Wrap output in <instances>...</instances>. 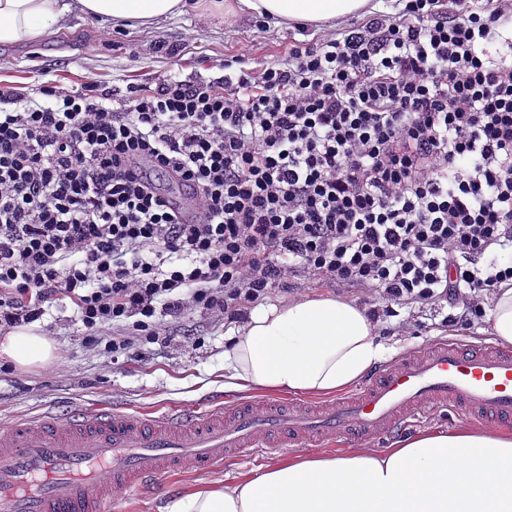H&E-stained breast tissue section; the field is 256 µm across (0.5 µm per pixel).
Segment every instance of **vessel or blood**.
<instances>
[{
  "label": "vessel or blood",
  "mask_w": 512,
  "mask_h": 512,
  "mask_svg": "<svg viewBox=\"0 0 512 512\" xmlns=\"http://www.w3.org/2000/svg\"><path fill=\"white\" fill-rule=\"evenodd\" d=\"M445 409L511 425L512 349L434 342L318 403L220 398L161 412L106 403L21 416L0 426V512H111L165 477L206 475L249 452L355 446Z\"/></svg>",
  "instance_id": "b4317fda"
}]
</instances>
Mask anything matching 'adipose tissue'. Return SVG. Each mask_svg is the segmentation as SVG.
<instances>
[{"label": "adipose tissue", "instance_id": "obj_1", "mask_svg": "<svg viewBox=\"0 0 512 512\" xmlns=\"http://www.w3.org/2000/svg\"><path fill=\"white\" fill-rule=\"evenodd\" d=\"M240 3L260 17L321 23L355 14L367 0ZM193 7L192 0H0V45L50 38L75 10L148 24ZM486 320L494 341L512 345V288L492 295ZM226 336L224 385L235 391L329 396L396 350L364 307L330 295L258 305ZM0 354L31 368L51 361L54 345L17 332L0 340ZM168 512H512V436L459 427L385 450L290 456L235 484L187 493Z\"/></svg>", "mask_w": 512, "mask_h": 512}]
</instances>
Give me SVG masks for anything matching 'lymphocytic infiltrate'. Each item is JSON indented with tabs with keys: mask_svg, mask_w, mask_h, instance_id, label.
Returning a JSON list of instances; mask_svg holds the SVG:
<instances>
[{
	"mask_svg": "<svg viewBox=\"0 0 512 512\" xmlns=\"http://www.w3.org/2000/svg\"><path fill=\"white\" fill-rule=\"evenodd\" d=\"M395 3L218 80L0 88V334L67 299L123 355L294 272L478 315L512 285V0Z\"/></svg>",
	"mask_w": 512,
	"mask_h": 512,
	"instance_id": "1",
	"label": "lymphocytic infiltrate"
}]
</instances>
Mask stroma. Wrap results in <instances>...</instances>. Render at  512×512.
I'll use <instances>...</instances> for the list:
<instances>
[{"label": "stroma", "instance_id": "1", "mask_svg": "<svg viewBox=\"0 0 512 512\" xmlns=\"http://www.w3.org/2000/svg\"><path fill=\"white\" fill-rule=\"evenodd\" d=\"M202 10L175 15L150 25L115 24L72 13L49 40L24 46L0 45V88H34L49 80L79 86L126 89L175 74L183 79L224 76V61L248 52L252 67L287 55L295 40L315 42L321 26L299 34L291 24L261 21L234 10L235 0H201ZM449 304L425 309L417 326L403 331L408 309L380 321L383 338H396L408 350L433 341L463 338L490 342L483 319L444 325ZM227 321L188 314L172 323L182 345L150 344L144 355L112 358L87 347L70 302L52 307L29 331L47 336L55 347L48 364L20 369L0 361V424L48 410L68 413L75 406L112 401L126 412L148 407L190 405L224 392V333ZM209 478L173 476L123 512H166L167 505Z\"/></svg>", "mask_w": 512, "mask_h": 512}]
</instances>
